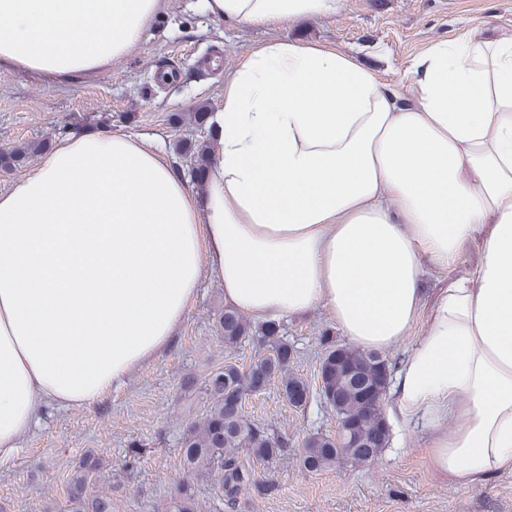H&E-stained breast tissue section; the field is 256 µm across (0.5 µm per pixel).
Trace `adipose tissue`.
<instances>
[{
  "instance_id": "ef3b65f1",
  "label": "adipose tissue",
  "mask_w": 512,
  "mask_h": 512,
  "mask_svg": "<svg viewBox=\"0 0 512 512\" xmlns=\"http://www.w3.org/2000/svg\"><path fill=\"white\" fill-rule=\"evenodd\" d=\"M337 0H206L221 20L329 15ZM161 0H0V70L69 81L124 57ZM407 94L350 55L272 41L224 87L201 194L161 148L76 130L0 192V463L46 406L84 408L173 345L204 273L255 320L324 308L386 351L424 265L459 263L399 365L390 421L427 426L462 488L512 472V38L440 41Z\"/></svg>"
}]
</instances>
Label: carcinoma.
I'll return each instance as SVG.
<instances>
[{"mask_svg":"<svg viewBox=\"0 0 512 512\" xmlns=\"http://www.w3.org/2000/svg\"><path fill=\"white\" fill-rule=\"evenodd\" d=\"M27 149L0 154V168L11 170L25 161ZM224 344L234 347L249 334L246 318L231 307L224 308L218 320ZM281 325L270 321L259 328L258 338L271 353L257 356L248 368L226 364L211 374L205 389L212 400L206 416L191 424L180 448L183 470L197 479L218 471L217 498L229 512L239 507L248 490L263 495L271 489L239 456L245 448L261 460L283 454L288 442L269 428L251 421L244 411L243 400L251 393L263 391L275 379L280 380L285 398L294 406L305 405L309 397L307 383L291 371L293 351L282 340ZM328 349L320 363V396L336 412V434L316 433L308 436L299 453V465L308 472H319L347 459L365 463L373 461L386 446L383 401L390 378L386 359L374 352L360 351L326 341ZM94 458L84 460L68 491L71 512H112V496L85 494L87 475L97 470ZM194 492L184 486L167 512H194Z\"/></svg>","mask_w":512,"mask_h":512,"instance_id":"cac0c4a2","label":"carcinoma"}]
</instances>
